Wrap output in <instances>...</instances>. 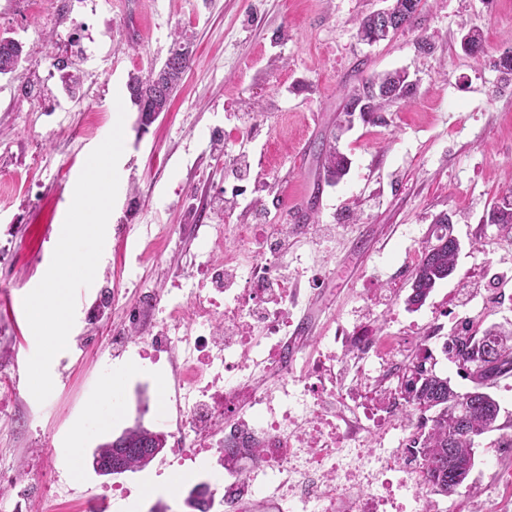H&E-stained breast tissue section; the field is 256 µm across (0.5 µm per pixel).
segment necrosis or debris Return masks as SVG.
<instances>
[{
  "label": "necrosis or debris",
  "instance_id": "1",
  "mask_svg": "<svg viewBox=\"0 0 512 512\" xmlns=\"http://www.w3.org/2000/svg\"><path fill=\"white\" fill-rule=\"evenodd\" d=\"M201 281L146 292L159 331L127 312L114 339L140 359L168 358L174 390L158 405L176 412L172 454L181 467L210 463L212 505L224 512H435L425 466L409 447L416 427L390 367L408 336L370 335L339 320L307 340L294 317L281 254L248 247L241 225L214 224L194 256ZM251 436L261 458L245 478L224 465V443Z\"/></svg>",
  "mask_w": 512,
  "mask_h": 512
}]
</instances>
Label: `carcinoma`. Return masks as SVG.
Wrapping results in <instances>:
<instances>
[{"label": "carcinoma", "mask_w": 512, "mask_h": 512, "mask_svg": "<svg viewBox=\"0 0 512 512\" xmlns=\"http://www.w3.org/2000/svg\"><path fill=\"white\" fill-rule=\"evenodd\" d=\"M422 6V0H393L397 30L410 25ZM363 40L373 43L387 39L378 26L376 15L365 16L359 26ZM461 46L468 52H483V35L476 28L461 29ZM22 49L11 38H0V75L12 73L22 61ZM192 55L188 39L181 35L174 39L164 63L142 77L134 75L127 83L132 103L137 107L139 129L155 122L153 114L169 110L171 98L159 94L165 87L176 91L190 69ZM413 84L399 71L389 72L365 82L354 93L348 107L363 102V119L377 116L385 108L411 95ZM318 157L325 180L335 184L350 170L349 158L329 145L319 149ZM489 224H512V185L494 203L487 215ZM438 232L434 240L423 247L411 274L410 293L405 304L410 309L421 307L437 285L450 277L456 269L459 253L457 239L448 232V215L436 220ZM428 339L419 340L416 351L404 365L399 378L406 394L407 404L420 419L422 432L413 440V448L426 465L425 479L432 492L439 496H452L467 487V480L476 464V439L499 429L501 407L490 394L498 379L512 375V330L509 332L486 329L469 330L452 336L443 345L448 359L464 368V377L472 383L469 394L460 399L448 378L435 372L432 355L427 348ZM166 435L137 422L125 428L115 439L100 444L92 455L91 465L100 475L109 474L116 463L124 471L145 469L165 448ZM224 461L234 466L240 453L257 459L261 455L258 443L251 441L224 444ZM184 504L190 512H209L211 503L208 487L194 485L187 493Z\"/></svg>", "instance_id": "cac0c4a2"}]
</instances>
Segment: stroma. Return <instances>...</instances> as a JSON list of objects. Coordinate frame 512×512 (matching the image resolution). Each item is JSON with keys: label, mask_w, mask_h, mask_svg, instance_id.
Masks as SVG:
<instances>
[{"label": "stroma", "mask_w": 512, "mask_h": 512, "mask_svg": "<svg viewBox=\"0 0 512 512\" xmlns=\"http://www.w3.org/2000/svg\"><path fill=\"white\" fill-rule=\"evenodd\" d=\"M382 0H77L43 22L0 0V33L26 57L0 75V344L10 352L0 386V512H14L13 478L55 472L74 492L55 506L41 483L24 493L29 512H82L81 496L120 483L143 499L185 512L187 491L209 481L205 465L153 492L150 475H169L163 449L145 470L94 473V448L156 413L173 380L136 352L115 355L112 330L145 290L196 278L190 259L208 224H286L288 268L314 332L360 308L369 288L391 292L403 324L438 322L452 336L469 323L512 322V233L486 213L512 179V83L491 61L512 50V0H424L415 24L392 39L361 40L358 24ZM483 33L485 52L460 46V27ZM190 40L193 65L168 112L139 131L133 104L117 109L133 74L160 67L174 31ZM83 74L63 94L51 57ZM407 70V102L372 121L344 105L375 75ZM103 120L85 132L87 113ZM124 124L119 190L92 286L77 293L68 348L51 364L54 388L37 403L27 384L35 338L23 299L45 275L89 153ZM335 143L351 161L336 185L323 178L318 146ZM448 214L460 241L457 269L422 307L408 311L412 258ZM113 296L115 304L100 300ZM117 382L125 402L99 404Z\"/></svg>", "instance_id": "1"}]
</instances>
